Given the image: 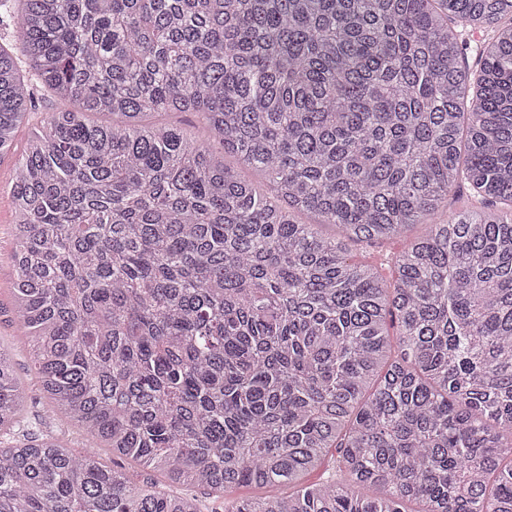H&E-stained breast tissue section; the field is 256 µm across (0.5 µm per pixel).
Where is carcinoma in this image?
<instances>
[{"instance_id": "1", "label": "carcinoma", "mask_w": 512, "mask_h": 512, "mask_svg": "<svg viewBox=\"0 0 512 512\" xmlns=\"http://www.w3.org/2000/svg\"><path fill=\"white\" fill-rule=\"evenodd\" d=\"M14 17L0 158L35 90L73 105L15 164V321L97 447L28 419L0 343V512L239 486L265 494L224 512H512V0H0ZM458 22L494 32L476 71ZM459 181L484 209L442 220ZM397 238L390 281L348 257ZM155 121L163 125H173L179 127L184 133L196 137L206 135V130L201 121L192 114L177 113L168 115H157Z\"/></svg>"}]
</instances>
